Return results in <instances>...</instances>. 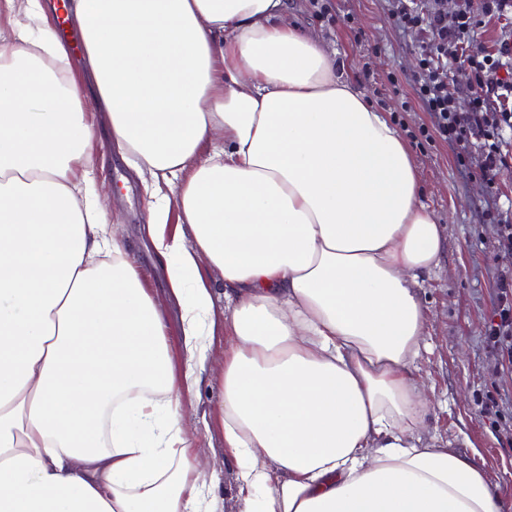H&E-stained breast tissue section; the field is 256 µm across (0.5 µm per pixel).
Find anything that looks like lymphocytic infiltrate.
I'll return each instance as SVG.
<instances>
[{"instance_id": "f902f5d3", "label": "lymphocytic infiltrate", "mask_w": 512, "mask_h": 512, "mask_svg": "<svg viewBox=\"0 0 512 512\" xmlns=\"http://www.w3.org/2000/svg\"><path fill=\"white\" fill-rule=\"evenodd\" d=\"M396 27L420 36L419 70L413 82L437 134L456 145L457 160L497 191L506 172L512 171V0H484L475 13L471 0H458L447 12L441 0L429 7L417 0H388ZM497 20L500 35L494 49L478 43L487 20ZM468 76V111H459L448 92L456 73ZM497 222L496 248L511 267L497 282L498 303L487 329L489 347L512 357V210H492Z\"/></svg>"}]
</instances>
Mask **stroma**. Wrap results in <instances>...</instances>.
Wrapping results in <instances>:
<instances>
[{
	"label": "stroma",
	"instance_id": "1",
	"mask_svg": "<svg viewBox=\"0 0 512 512\" xmlns=\"http://www.w3.org/2000/svg\"><path fill=\"white\" fill-rule=\"evenodd\" d=\"M296 23L323 35L337 61L354 64L366 100L389 113L408 138L422 180V198L445 228L446 245L438 267L422 287L429 316L428 348L417 377L431 399L420 436L423 442H452L473 455L497 485L500 497L512 500V374L502 375L485 343L494 309L495 285L504 269L495 245L494 224L483 215L484 184L463 173L447 141L433 131L430 117L412 87L418 69L417 39L394 27L386 0H292ZM91 173L95 183L111 185L101 201L105 223L121 224L129 260L143 287L166 313V341L180 357V307L168 294L163 264L146 231L145 186L139 175L105 139L95 146ZM223 393L222 378L204 375L196 392L184 395L193 418L188 432L197 456L207 459L205 474L218 498L220 512H238L237 482L215 407Z\"/></svg>",
	"mask_w": 512,
	"mask_h": 512
}]
</instances>
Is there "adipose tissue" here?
Instances as JSON below:
<instances>
[{
  "mask_svg": "<svg viewBox=\"0 0 512 512\" xmlns=\"http://www.w3.org/2000/svg\"><path fill=\"white\" fill-rule=\"evenodd\" d=\"M118 154L176 182L193 246L148 235L183 369L100 195L98 131L56 31L0 0V512H216L182 393L230 347L217 413L240 512H512L423 444L425 279L444 249L408 140L289 20L288 0H72ZM219 272L216 322L201 267Z\"/></svg>",
  "mask_w": 512,
  "mask_h": 512,
  "instance_id": "adipose-tissue-1",
  "label": "adipose tissue"
}]
</instances>
